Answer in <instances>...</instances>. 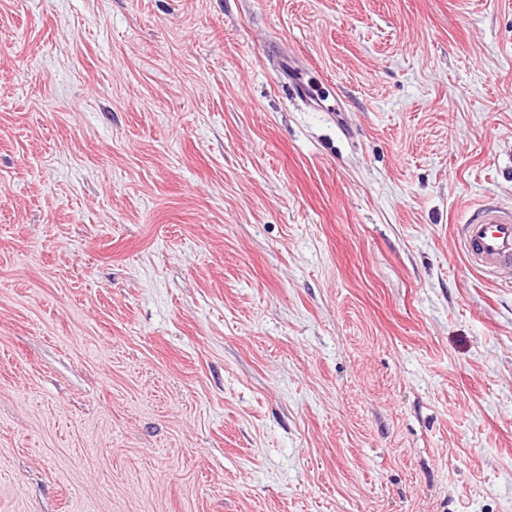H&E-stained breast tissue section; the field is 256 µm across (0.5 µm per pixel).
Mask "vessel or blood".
Listing matches in <instances>:
<instances>
[{
	"label": "vessel or blood",
	"mask_w": 512,
	"mask_h": 512,
	"mask_svg": "<svg viewBox=\"0 0 512 512\" xmlns=\"http://www.w3.org/2000/svg\"><path fill=\"white\" fill-rule=\"evenodd\" d=\"M459 247L469 264L484 274L512 271V209L491 201L478 204L459 231Z\"/></svg>",
	"instance_id": "1"
}]
</instances>
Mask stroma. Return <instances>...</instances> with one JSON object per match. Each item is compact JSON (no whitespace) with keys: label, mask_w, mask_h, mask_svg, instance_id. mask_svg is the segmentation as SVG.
<instances>
[{"label":"stroma","mask_w":512,"mask_h":512,"mask_svg":"<svg viewBox=\"0 0 512 512\" xmlns=\"http://www.w3.org/2000/svg\"><path fill=\"white\" fill-rule=\"evenodd\" d=\"M484 200L512 0H0V512H512Z\"/></svg>","instance_id":"1"}]
</instances>
